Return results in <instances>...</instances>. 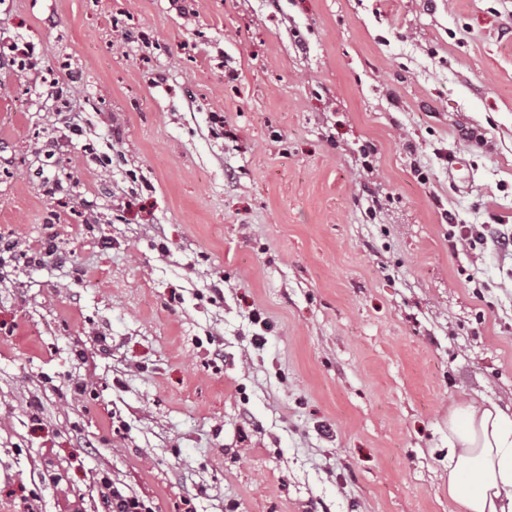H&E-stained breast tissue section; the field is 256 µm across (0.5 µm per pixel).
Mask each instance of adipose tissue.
Returning <instances> with one entry per match:
<instances>
[{"label":"adipose tissue","instance_id":"1","mask_svg":"<svg viewBox=\"0 0 512 512\" xmlns=\"http://www.w3.org/2000/svg\"><path fill=\"white\" fill-rule=\"evenodd\" d=\"M448 500L457 512H512V416L495 403L448 412Z\"/></svg>","mask_w":512,"mask_h":512}]
</instances>
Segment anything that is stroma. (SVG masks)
Masks as SVG:
<instances>
[{
  "mask_svg": "<svg viewBox=\"0 0 512 512\" xmlns=\"http://www.w3.org/2000/svg\"><path fill=\"white\" fill-rule=\"evenodd\" d=\"M1 40L0 236L68 262L0 268V512H448L449 408L512 414V256L452 234H512V0H0ZM106 488L109 493L106 495V502L108 507H111L113 512H151L145 505L143 500L137 497H131L122 493L117 487L111 489V485L105 481Z\"/></svg>",
  "mask_w": 512,
  "mask_h": 512,
  "instance_id": "obj_1",
  "label": "stroma"
}]
</instances>
